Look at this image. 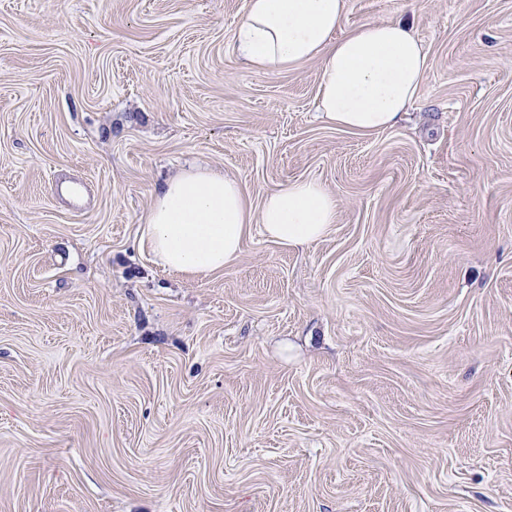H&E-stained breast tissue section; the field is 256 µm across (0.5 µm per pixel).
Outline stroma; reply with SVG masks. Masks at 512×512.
<instances>
[{
  "label": "stroma",
  "instance_id": "35a3bbf8",
  "mask_svg": "<svg viewBox=\"0 0 512 512\" xmlns=\"http://www.w3.org/2000/svg\"><path fill=\"white\" fill-rule=\"evenodd\" d=\"M246 7L0 0V512H512V0H347L428 50L370 135L319 60L235 57ZM194 164L336 222L168 273L143 218Z\"/></svg>",
  "mask_w": 512,
  "mask_h": 512
}]
</instances>
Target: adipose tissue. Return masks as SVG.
I'll return each instance as SVG.
<instances>
[{"mask_svg": "<svg viewBox=\"0 0 512 512\" xmlns=\"http://www.w3.org/2000/svg\"><path fill=\"white\" fill-rule=\"evenodd\" d=\"M344 11L345 0H247L232 49L247 67L262 72L320 60L323 120L340 130L380 132L414 103L428 54L402 19L339 34ZM335 222L336 198L317 180L288 182L254 211L236 178L193 166L156 193L142 238L156 265L202 275L235 261L251 225L277 244L298 247L325 236Z\"/></svg>", "mask_w": 512, "mask_h": 512, "instance_id": "ef3b65f1", "label": "adipose tissue"}]
</instances>
